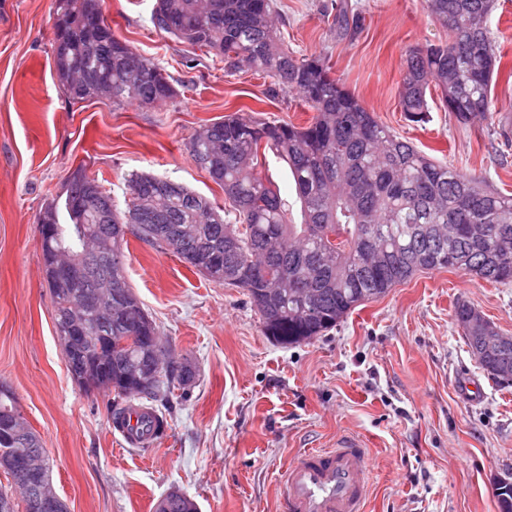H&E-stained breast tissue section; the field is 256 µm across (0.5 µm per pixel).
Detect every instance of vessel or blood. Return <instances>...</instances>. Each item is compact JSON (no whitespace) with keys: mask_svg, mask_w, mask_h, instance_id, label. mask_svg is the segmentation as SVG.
I'll list each match as a JSON object with an SVG mask.
<instances>
[{"mask_svg":"<svg viewBox=\"0 0 512 512\" xmlns=\"http://www.w3.org/2000/svg\"><path fill=\"white\" fill-rule=\"evenodd\" d=\"M367 443L339 437L298 453L282 474L283 512H364L371 472Z\"/></svg>","mask_w":512,"mask_h":512,"instance_id":"vessel-or-blood-1","label":"vessel or blood"}]
</instances>
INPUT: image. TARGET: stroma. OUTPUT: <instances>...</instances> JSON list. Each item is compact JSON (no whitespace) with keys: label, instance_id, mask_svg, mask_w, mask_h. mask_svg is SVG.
<instances>
[{"label":"stroma","instance_id":"1","mask_svg":"<svg viewBox=\"0 0 512 512\" xmlns=\"http://www.w3.org/2000/svg\"><path fill=\"white\" fill-rule=\"evenodd\" d=\"M361 17L339 34L334 0H275L294 55L326 58L345 89L400 137L458 171L512 193V0L490 28L502 55L492 114L460 123L432 108L422 123L399 106L409 47L446 40L422 0H345ZM53 0H0V384L40 436L69 512H154L178 490L200 512H278L280 476L306 448L343 435L368 443L366 512H498L494 484L512 480V386L484 372L457 325L464 301L512 336V285L441 269L416 274L335 328L284 347L262 332L243 289L209 281L136 235L128 281L167 347L196 379L184 398L155 402L164 435L131 446L113 430L111 394L71 378L43 277L39 218L85 167L124 207L135 171L216 201L224 192L188 148L203 123L233 112L306 124L272 78L226 73L205 51L153 31L154 0H105L113 30L171 76L174 100L143 107L71 102L53 69Z\"/></svg>","mask_w":512,"mask_h":512}]
</instances>
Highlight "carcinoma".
<instances>
[{
	"mask_svg": "<svg viewBox=\"0 0 512 512\" xmlns=\"http://www.w3.org/2000/svg\"><path fill=\"white\" fill-rule=\"evenodd\" d=\"M104 0H54L52 54L57 81L74 103L121 106L166 102L176 96L171 77L154 60L131 51L106 22ZM448 40L410 47L399 90L401 111L422 123L428 94L460 123L488 114L501 60L488 29L496 0H425ZM151 23L160 35L224 62L275 80L313 112L304 126L244 117L237 112L203 124L189 140L198 168L224 191L220 205L186 186L146 172L126 179V207L102 185L66 180L64 199L49 202L40 219L58 235L42 249H76L77 226L102 239L122 237L121 225L141 224L137 237L215 282L243 289L264 335L283 346L308 342L335 327L364 303L386 295L415 274L459 270L490 283H512V195L426 154L378 121L347 91L321 57L288 52L274 18V0H155ZM287 163L293 205L262 173L261 151ZM112 271V291L132 311L112 309L101 321L99 275ZM56 335L86 330L74 354L71 378L85 390L114 393L131 402L133 370L149 368L145 354L160 339L156 325L126 275L123 250L91 259L80 278L84 302L50 289ZM455 320L487 375L512 383V340L492 347L480 341L485 316L459 303ZM194 367L167 361L161 386L140 398L169 401L186 389ZM21 416L13 393L0 386V449L25 455L41 447L34 431L18 445L8 438ZM500 512H512V483L496 487Z\"/></svg>",
	"mask_w": 512,
	"mask_h": 512,
	"instance_id": "obj_1",
	"label": "carcinoma"
}]
</instances>
